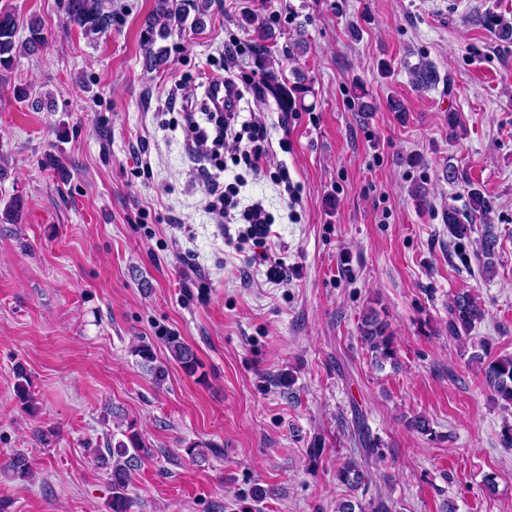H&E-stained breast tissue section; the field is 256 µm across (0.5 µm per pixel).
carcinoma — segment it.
<instances>
[{"label": "carcinoma", "instance_id": "cac0c4a2", "mask_svg": "<svg viewBox=\"0 0 512 512\" xmlns=\"http://www.w3.org/2000/svg\"><path fill=\"white\" fill-rule=\"evenodd\" d=\"M208 8L207 0H155L151 21L147 25L141 46L146 56L158 65L163 64L167 54L163 48H155L159 39H166L175 26H183L189 14H194L197 23L202 22ZM67 22L72 27L79 28L86 36L97 35L112 26V12L105 10L103 0H66L64 7ZM482 26L494 33L500 40L512 41V19L495 13H487L481 18ZM29 36L21 45H16L15 36L17 25L15 18L8 12H0V73L12 70L17 53L20 50L34 49L46 40L44 26L40 19L33 18L28 25ZM257 63L261 64L268 74L270 90L279 99L282 111L289 110L291 98L288 90L278 81L272 68L270 46L259 42L253 48ZM411 80L415 87L423 90L438 81L435 66L427 61L420 63L410 70ZM494 210L491 197L484 195L479 189H472L468 194V207L464 212L453 208L448 209L446 220L448 234L456 239L470 236L476 223L485 225L481 254L484 257L483 271L488 276L495 271L492 258L495 256L497 237L492 232L491 213ZM484 317V309L479 301L471 294L458 293L448 300V335L468 348L472 340L469 333L476 323ZM362 336L374 355L375 362L380 364L394 358L393 334L387 320L380 317L374 309H369L362 318ZM170 357L178 363L189 375H195L199 362L193 348L178 336L161 337ZM132 355L138 357V363L146 368L153 380L161 384L166 377V367L157 361L154 347L151 343L142 341L133 350ZM471 359L481 365L486 385L492 389L495 396L506 405L512 407V355L500 356L489 362L474 353ZM15 394L24 407L33 406V395L30 390L28 369L21 363L14 367ZM119 436L107 441L106 451L93 449L101 465L109 469V480L112 486L110 512H130L131 499L127 494L133 480V471L138 467L141 457L151 454L146 441L131 426L126 428L116 425ZM376 448L362 446V460L353 457L337 469L336 478L351 491L356 492L365 487V463L363 460L374 455ZM12 480L32 481L35 470L29 458L17 452L0 467Z\"/></svg>", "mask_w": 512, "mask_h": 512}]
</instances>
